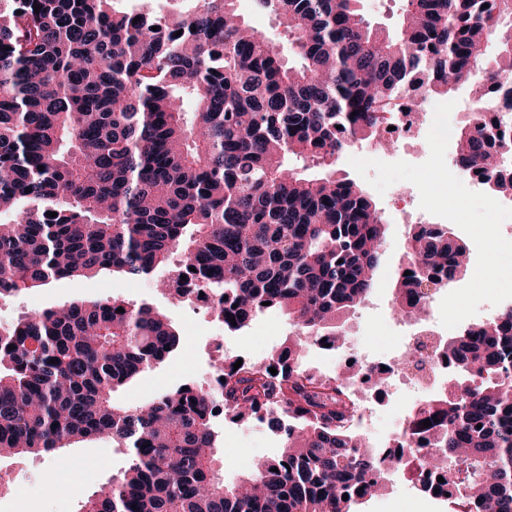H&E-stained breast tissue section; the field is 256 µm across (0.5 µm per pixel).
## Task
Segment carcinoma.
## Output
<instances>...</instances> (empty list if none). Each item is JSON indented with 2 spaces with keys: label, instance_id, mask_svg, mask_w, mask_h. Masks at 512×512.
<instances>
[{
  "label": "carcinoma",
  "instance_id": "cac0c4a2",
  "mask_svg": "<svg viewBox=\"0 0 512 512\" xmlns=\"http://www.w3.org/2000/svg\"><path fill=\"white\" fill-rule=\"evenodd\" d=\"M117 2L0 0V297L102 270L151 276L181 251L225 295V331L270 308L295 331L261 364L225 357L218 390L186 383L123 406L117 389L183 347L165 313L112 297L25 314L0 325V455L62 464L81 442L125 449L126 468L79 512H353L385 488L382 461L344 384L296 366L308 343L339 342L383 256L381 212L336 160L384 143V114L407 92L468 85L474 111L512 116V0H405L393 34L361 0H253L285 46L238 0L165 14ZM509 155L512 141L475 116L452 164L495 197L512 190ZM405 256L398 314L468 274V247L447 228L410 232ZM448 354L453 392L408 418L407 443L426 446L390 468L443 473L457 512H512V308L448 339ZM215 399L282 435L279 455L233 483L218 473ZM240 10L249 23L271 40L286 44L287 36L274 16L256 11L251 0H241Z\"/></svg>",
  "mask_w": 512,
  "mask_h": 512
}]
</instances>
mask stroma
Wrapping results in <instances>:
<instances>
[{
  "mask_svg": "<svg viewBox=\"0 0 512 512\" xmlns=\"http://www.w3.org/2000/svg\"><path fill=\"white\" fill-rule=\"evenodd\" d=\"M374 200L385 218L384 259L371 293L346 316L343 331L347 341L358 344L360 350L375 357H389L397 352L400 334L393 317V286L404 258L407 237V227L401 224L400 218L407 207H419L420 192L413 183L398 181L384 194L375 195ZM112 295L130 303L145 302L164 309L185 338L184 347L176 357L146 370L129 386L114 392L116 402L136 404L186 382L206 381L216 355L210 316L190 303H176L158 294L150 279L103 274L92 279L55 281L0 298V321L9 323L34 311ZM291 332L287 315L269 310L258 315L246 330L223 333L224 351L258 362L280 347ZM410 411L404 392L387 394L375 405V420L371 427L364 429V437L379 443L393 436ZM216 429L224 476L229 480L246 475L255 458L275 456L281 448L280 435L255 421L233 423L223 419L217 422ZM63 454L66 462L62 465L45 455L2 458L0 474L28 495L32 512H78L84 498L106 487L109 479L126 465L122 450L104 441L67 448ZM52 468L58 472L57 484L48 494L41 478L43 472ZM452 508L451 501L433 499L400 473L382 497L367 500L360 505L359 512H451Z\"/></svg>",
  "mask_w": 512,
  "mask_h": 512,
  "instance_id": "stroma-1",
  "label": "stroma"
}]
</instances>
